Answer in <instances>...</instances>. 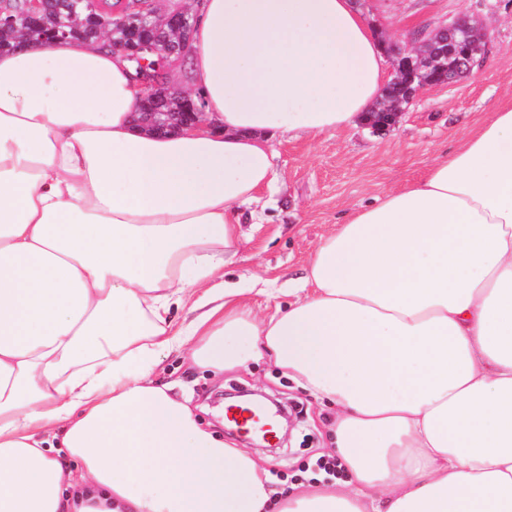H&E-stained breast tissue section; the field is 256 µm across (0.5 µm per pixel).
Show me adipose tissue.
<instances>
[{"mask_svg":"<svg viewBox=\"0 0 512 512\" xmlns=\"http://www.w3.org/2000/svg\"><path fill=\"white\" fill-rule=\"evenodd\" d=\"M191 9L188 134L138 126L99 45L0 54V512H512V103L351 211L260 320L224 267L268 133L352 124L388 67L352 0ZM182 349L333 403L352 483L275 490L155 381Z\"/></svg>","mask_w":512,"mask_h":512,"instance_id":"ef3b65f1","label":"adipose tissue"}]
</instances>
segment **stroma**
Returning a JSON list of instances; mask_svg holds the SVG:
<instances>
[{"mask_svg": "<svg viewBox=\"0 0 512 512\" xmlns=\"http://www.w3.org/2000/svg\"><path fill=\"white\" fill-rule=\"evenodd\" d=\"M361 13L377 38L405 47L417 31L469 17L487 33L483 64L453 85L405 103L388 128L376 131L360 122L319 134L271 135L273 183L259 202L241 206L245 242L224 269L229 287L249 289L247 302L258 316L287 302L285 288L303 276L320 239L351 208L418 178L438 155L453 152L492 111L512 101V0H373ZM161 359L160 379L176 383L203 427L263 459L274 487L311 475L317 458L329 454L334 409L273 365L212 376L198 371L187 353L167 351ZM242 390L266 393L293 417L292 434L276 451L225 427L224 396Z\"/></svg>", "mask_w": 512, "mask_h": 512, "instance_id": "obj_1", "label": "stroma"}]
</instances>
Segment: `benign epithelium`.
Here are the masks:
<instances>
[{"label": "benign epithelium", "mask_w": 512, "mask_h": 512, "mask_svg": "<svg viewBox=\"0 0 512 512\" xmlns=\"http://www.w3.org/2000/svg\"><path fill=\"white\" fill-rule=\"evenodd\" d=\"M98 3L99 0H75V4L83 5L90 12L91 18L98 20L104 31L125 22V16L118 11L95 14ZM45 4L46 0H27L28 14L34 26L22 43L39 41L61 48L69 47L67 33H46L36 26ZM134 9L143 22V30L134 31L123 40L112 41V51L142 67L146 64L143 59L146 54L155 55L164 63L160 76L147 71L140 72L139 83L144 87V93L140 98L141 109L137 113V122L146 131L158 135L196 127L204 116V103L194 100L188 93L177 99L170 97L165 78L167 70L183 62L186 57L190 34L196 23L195 15L189 10H177L163 17L162 26L176 37V42L170 43L149 34V31L155 29L153 18L157 9L154 0H135ZM485 39L486 33L478 29L470 18L459 17L449 24H441L429 32L417 34L414 43L424 49L417 59L413 57V52L392 44L388 50L394 58L393 82L405 87L407 100L425 89L448 86L472 71L479 63L471 45ZM398 115V104L391 103L381 110L377 108L367 113L366 120L370 126L378 129L394 123Z\"/></svg>", "instance_id": "1"}]
</instances>
